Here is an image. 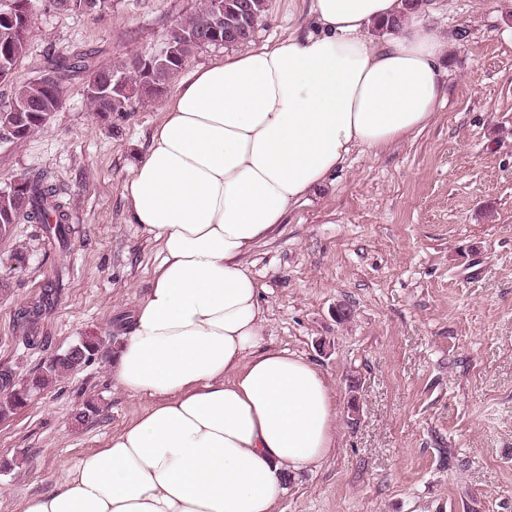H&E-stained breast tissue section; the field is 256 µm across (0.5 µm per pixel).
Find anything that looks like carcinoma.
Listing matches in <instances>:
<instances>
[{"label": "carcinoma", "mask_w": 512, "mask_h": 512, "mask_svg": "<svg viewBox=\"0 0 512 512\" xmlns=\"http://www.w3.org/2000/svg\"><path fill=\"white\" fill-rule=\"evenodd\" d=\"M60 10L88 9L93 13L105 7L107 0H53ZM418 6V0H403V11L386 23L390 32L398 31L406 16ZM269 11V0H201L200 7L184 18L170 33L163 53H151L121 65L90 68L83 57H75L47 68L37 80L20 86L12 101L0 107V136L23 139L51 121L63 98V72H88L87 78L114 82L105 98L86 93L92 112L101 118L128 111L133 98L158 96L165 92L171 78L188 59L205 46L246 45L252 41L256 26ZM33 18L32 0H0V79L12 76V70L25 55L28 32ZM68 214L58 189L44 173L16 180L0 191V238L10 236L13 225L24 221L42 224L59 240L65 238ZM99 351L96 341L77 342L52 357L38 374L25 384L15 382L9 370L0 371V417L26 406L33 389H41L54 379L94 360Z\"/></svg>", "instance_id": "obj_1"}]
</instances>
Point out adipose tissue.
I'll return each mask as SVG.
<instances>
[{
    "label": "adipose tissue",
    "instance_id": "ef3b65f1",
    "mask_svg": "<svg viewBox=\"0 0 512 512\" xmlns=\"http://www.w3.org/2000/svg\"><path fill=\"white\" fill-rule=\"evenodd\" d=\"M402 0H312L310 29L193 71L124 183L159 243L110 376L150 405L20 512H275L289 479L336 444L322 372L263 345L241 259L355 148L423 129L443 94L424 16L369 32Z\"/></svg>",
    "mask_w": 512,
    "mask_h": 512
}]
</instances>
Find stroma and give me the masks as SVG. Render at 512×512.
<instances>
[{"mask_svg": "<svg viewBox=\"0 0 512 512\" xmlns=\"http://www.w3.org/2000/svg\"><path fill=\"white\" fill-rule=\"evenodd\" d=\"M200 0H109L91 16L35 0L25 56L0 106L49 61L117 65L160 50ZM310 0H270L253 46L310 25ZM449 41L432 121L389 147L355 150L244 257L261 289L264 344L314 363L336 402V447L289 480L277 512H512V0H420ZM86 74L68 77L48 126L0 138V189L48 173L66 241L39 224L0 239V370L24 381L80 337L98 357L0 419V512L50 489L149 403L114 387L120 319L160 262L129 223L123 185L168 95L102 119ZM62 293L35 327L18 313ZM349 311L336 317L337 307ZM44 336L28 345L29 331ZM98 413L75 419L85 402Z\"/></svg>", "mask_w": 512, "mask_h": 512, "instance_id": "obj_1", "label": "stroma"}]
</instances>
